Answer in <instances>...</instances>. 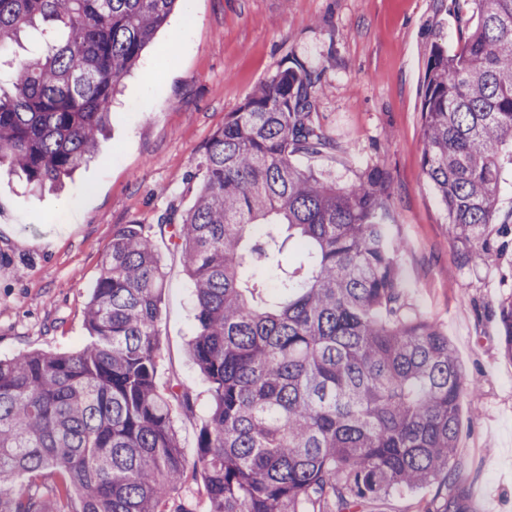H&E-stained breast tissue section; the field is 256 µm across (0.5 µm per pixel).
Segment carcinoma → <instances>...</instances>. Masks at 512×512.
Here are the masks:
<instances>
[{"mask_svg":"<svg viewBox=\"0 0 512 512\" xmlns=\"http://www.w3.org/2000/svg\"><path fill=\"white\" fill-rule=\"evenodd\" d=\"M184 0H0V59L26 35L41 50L0 79V167L33 193L60 190L93 160L123 78ZM462 49L434 45L421 105L425 174L464 259L485 260L512 145V0H472ZM319 75L278 72L214 132L196 203L173 228L196 299L188 355L211 385L197 461L174 418L191 391L160 383L165 271L136 224L112 249L73 353L0 360V512H196L176 496L204 472L206 512H367L394 489L438 483L424 512H467L452 480L459 408L477 383L448 336L404 303L390 184L367 168L345 189L300 169L336 149L315 112ZM292 239L307 247L280 263ZM270 268L271 287L248 269ZM512 360V297L500 302ZM56 485L13 489L21 474Z\"/></svg>","mask_w":512,"mask_h":512,"instance_id":"1","label":"carcinoma"}]
</instances>
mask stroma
I'll use <instances>...</instances> for the list:
<instances>
[{"label": "stroma", "instance_id": "stroma-1", "mask_svg": "<svg viewBox=\"0 0 512 512\" xmlns=\"http://www.w3.org/2000/svg\"><path fill=\"white\" fill-rule=\"evenodd\" d=\"M472 14L471 0H184L124 79L97 157L64 191L32 196L0 170V358L82 348L112 235L141 225L167 273L157 377L194 396L175 426L195 460L210 384L187 355L197 331L191 281L158 221L170 204L193 206L197 162L228 114L301 66L321 76L317 111L336 149L295 163L342 187L369 166L388 174L406 306L443 329L479 383L461 405L457 483L469 512H512V360L499 322L512 248L486 265L462 260L423 169L426 63L434 44L453 52L464 43Z\"/></svg>", "mask_w": 512, "mask_h": 512}]
</instances>
